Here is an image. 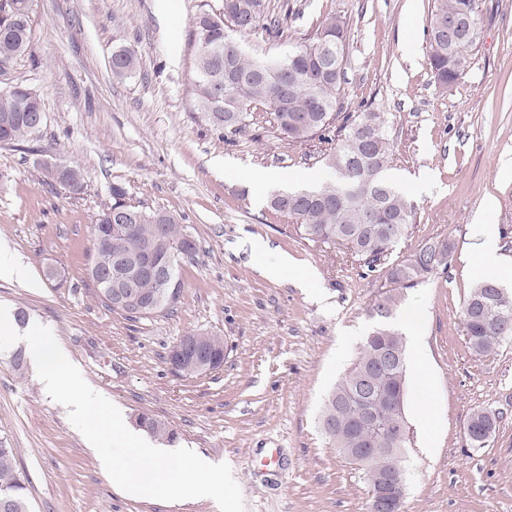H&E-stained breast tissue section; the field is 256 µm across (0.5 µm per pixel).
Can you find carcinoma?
<instances>
[{"label": "carcinoma", "instance_id": "1", "mask_svg": "<svg viewBox=\"0 0 512 512\" xmlns=\"http://www.w3.org/2000/svg\"><path fill=\"white\" fill-rule=\"evenodd\" d=\"M28 0H0V68L14 67L31 50L34 37ZM476 0H435L427 25L426 55L436 84L454 86L471 66L472 50L478 38L461 43L448 42V24L463 25L476 20ZM263 31L276 37L281 20L267 12L265 0H224L219 12H204L194 23L197 42L195 70L197 106L215 128L241 130L253 112L272 116L282 139L303 144L312 139L326 144L321 161L329 176L300 191H275L268 197L270 208L299 224L303 238L320 244H340L364 262L371 271L383 265L390 289L369 308L375 321L365 336L349 372L327 395L321 425L332 447L344 458L347 448H381L361 465L369 488L380 479L402 469L401 453L409 429L405 415L407 350L404 336L393 325L401 292L412 288L450 265L455 243L427 241L405 259L389 263L394 248L407 234L414 220V207L402 191L385 176L390 164L391 144L383 112L347 115L336 125L343 105L346 84V38L344 24L334 16L324 18L316 32L303 38L288 56L249 57L232 36ZM140 66L137 52L122 48L112 53L111 72L125 77ZM14 92L0 94V145L18 146L40 138L24 114L42 106L40 95L28 85L13 80ZM127 192L121 185L110 189L111 200L98 212L92 225L93 238H104L95 246L90 267L106 269L119 257L150 255L164 263L174 251L180 252L188 226L163 211L139 213L128 229H118L110 215L125 205ZM184 252V251H182ZM198 246L184 252L181 262H191ZM171 299L156 308L117 306L107 289L92 285L94 299L105 309L129 321L169 315L176 311L183 292L179 273ZM466 344L479 356H488L501 343L512 340V295L491 281L475 283L460 310ZM176 345L205 352L213 368L224 364L225 344L221 336L191 332ZM499 414L485 409L474 411L465 428L474 448L485 446L496 431ZM137 425L154 438L168 443L176 439L172 426L151 414L141 413ZM26 479L17 470L13 449L0 442V512H29Z\"/></svg>", "mask_w": 512, "mask_h": 512}]
</instances>
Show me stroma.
I'll return each instance as SVG.
<instances>
[{"instance_id": "obj_1", "label": "stroma", "mask_w": 512, "mask_h": 512, "mask_svg": "<svg viewBox=\"0 0 512 512\" xmlns=\"http://www.w3.org/2000/svg\"><path fill=\"white\" fill-rule=\"evenodd\" d=\"M222 3L36 0L32 54L14 75L40 93L47 124L27 147L0 146V241L30 279H0V305L47 327L128 420L143 412L166 419L176 446L228 463L246 512H366L362 474L331 448L320 416L388 284L345 247L304 239L267 204L270 192L325 178L319 141L282 140L266 112L237 133L215 130L198 112L194 20ZM432 3L266 0L286 18L283 36L260 32L241 43L252 56L282 55L325 17L344 22L345 109L385 114L387 176L415 206L392 260L431 238L456 245L447 270L406 290L401 305L423 314V350L408 356L403 512H512V343L476 355L460 321L476 282L478 228L493 224L512 257V0H477L471 67L447 90L425 57ZM121 47L137 50L140 67L116 79L110 60ZM57 160L82 173L81 194L42 182L41 164ZM264 170L285 178L259 195L246 174ZM115 183L128 202L177 215L198 242L196 260L181 267L184 290L171 315L131 322L87 294L91 227ZM257 242L270 258L288 254L296 270L314 273L315 287L267 278ZM195 331L224 336V364L183 377L165 356ZM12 355L0 351V440L29 479L31 512H217L206 500L166 502L116 488L32 363L15 370ZM480 408L502 420L485 447L473 448L464 431ZM429 409L440 417L430 435L422 429Z\"/></svg>"}]
</instances>
